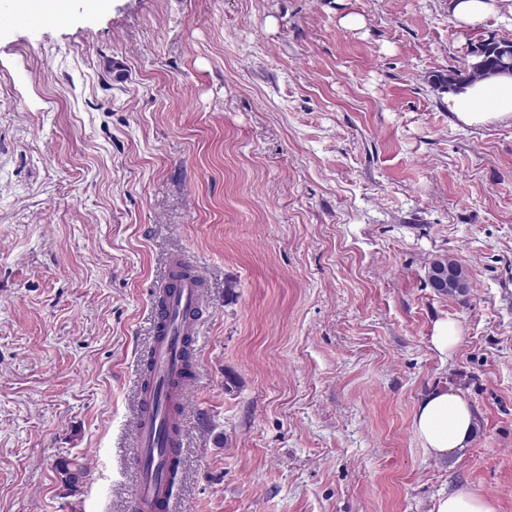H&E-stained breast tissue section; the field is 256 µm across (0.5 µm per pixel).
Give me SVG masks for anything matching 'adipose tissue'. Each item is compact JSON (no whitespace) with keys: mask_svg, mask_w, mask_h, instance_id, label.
Listing matches in <instances>:
<instances>
[{"mask_svg":"<svg viewBox=\"0 0 512 512\" xmlns=\"http://www.w3.org/2000/svg\"><path fill=\"white\" fill-rule=\"evenodd\" d=\"M448 12L459 28L478 31L490 22L512 24V0H448ZM448 110L464 125L512 121V72L495 74L448 94ZM413 429L425 454L445 458L468 447L474 415L467 398L438 389L420 401Z\"/></svg>","mask_w":512,"mask_h":512,"instance_id":"adipose-tissue-1","label":"adipose tissue"}]
</instances>
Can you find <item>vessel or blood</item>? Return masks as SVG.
<instances>
[{"label": "vessel or blood", "mask_w": 512, "mask_h": 512, "mask_svg": "<svg viewBox=\"0 0 512 512\" xmlns=\"http://www.w3.org/2000/svg\"><path fill=\"white\" fill-rule=\"evenodd\" d=\"M180 280L165 313L159 314L156 337L146 355L152 374L140 391L135 421L133 464L137 481L131 499L135 512H173L175 505L164 485L166 469L182 454L185 399L192 381L182 349L198 325L192 309L198 307L201 270L175 266Z\"/></svg>", "instance_id": "obj_1"}]
</instances>
